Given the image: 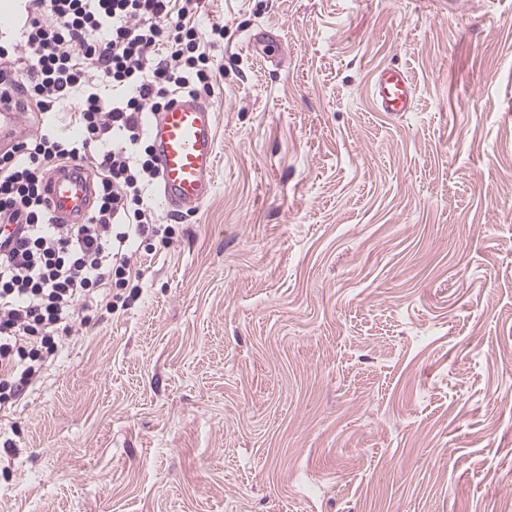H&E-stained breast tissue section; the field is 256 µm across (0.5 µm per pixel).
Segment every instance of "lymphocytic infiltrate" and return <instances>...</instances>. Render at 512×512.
Returning <instances> with one entry per match:
<instances>
[{
	"label": "lymphocytic infiltrate",
	"mask_w": 512,
	"mask_h": 512,
	"mask_svg": "<svg viewBox=\"0 0 512 512\" xmlns=\"http://www.w3.org/2000/svg\"><path fill=\"white\" fill-rule=\"evenodd\" d=\"M16 36L0 38V101L21 89L40 123L0 152V410L36 385L102 289L122 287L145 236L169 239L152 203L157 178L145 112L181 90L210 93L216 63L200 0H24ZM66 161L99 174L82 224H55L45 174Z\"/></svg>",
	"instance_id": "f902f5d3"
}]
</instances>
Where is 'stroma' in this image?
Listing matches in <instances>:
<instances>
[{"mask_svg": "<svg viewBox=\"0 0 512 512\" xmlns=\"http://www.w3.org/2000/svg\"><path fill=\"white\" fill-rule=\"evenodd\" d=\"M213 195L0 412V512L512 503V0H201ZM274 38L265 51L249 36ZM405 68L412 111H379ZM373 96L382 112L411 111L414 87L408 72L398 67L382 69L375 79Z\"/></svg>", "mask_w": 512, "mask_h": 512, "instance_id": "stroma-1", "label": "stroma"}]
</instances>
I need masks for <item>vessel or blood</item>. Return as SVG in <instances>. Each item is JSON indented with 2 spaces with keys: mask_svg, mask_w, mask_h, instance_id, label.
Instances as JSON below:
<instances>
[{
  "mask_svg": "<svg viewBox=\"0 0 512 512\" xmlns=\"http://www.w3.org/2000/svg\"><path fill=\"white\" fill-rule=\"evenodd\" d=\"M373 96L383 112L413 108L414 87L406 70L382 69ZM147 133L157 156L159 190L174 211L198 209L214 188L215 113L192 94L174 98L161 112L150 113ZM97 184L92 170L80 162L52 168L46 180V202L53 223H83L93 209Z\"/></svg>",
  "mask_w": 512,
  "mask_h": 512,
  "instance_id": "vessel-or-blood-1",
  "label": "vessel or blood"
}]
</instances>
